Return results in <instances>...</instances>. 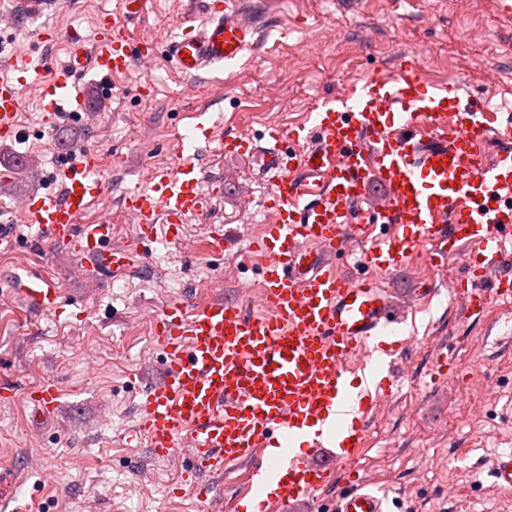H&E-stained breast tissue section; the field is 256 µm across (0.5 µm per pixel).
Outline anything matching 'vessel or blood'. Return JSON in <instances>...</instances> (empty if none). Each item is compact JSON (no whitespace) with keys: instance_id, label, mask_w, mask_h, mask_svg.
<instances>
[{"instance_id":"1","label":"vessel or blood","mask_w":512,"mask_h":512,"mask_svg":"<svg viewBox=\"0 0 512 512\" xmlns=\"http://www.w3.org/2000/svg\"><path fill=\"white\" fill-rule=\"evenodd\" d=\"M144 0H123L100 16L93 44L69 40L61 70L47 82L43 109L64 117L88 111L77 94L79 75L109 79L134 62H149L151 44L133 40L128 24ZM260 29L245 0L206 6L200 24L188 25L166 45L183 75L236 65L253 49ZM41 63H0V138L16 139L22 90ZM490 98H473L462 83L434 87L414 69L398 68L350 88L341 105L327 104L312 127L269 134L263 166L271 184V219L251 248L264 263L258 291L247 302L177 299L155 322L152 345L163 360L162 384L143 393L137 430L155 458L190 449L192 473L220 475L225 465L247 466L275 490L259 504L273 505L319 490L325 467L315 449L334 448L335 463H351L367 437L365 416L389 396L385 387L349 391L346 380L372 353L392 357L400 340L384 335L399 316L378 276L401 264L412 249L429 246L431 264L462 257L465 287L454 298L464 312L482 313L490 297L512 299V122L491 126ZM95 154L65 168L60 191L25 198V221L37 245L47 239L71 246L82 258L76 272L127 274L140 243L158 225L177 234L202 213L212 184L191 158L153 170L149 189L128 193L133 244L112 246V221L83 222L102 185ZM303 171L304 180L294 177ZM386 188L384 203L363 207L371 179ZM374 235L372 247L350 254L354 274H337L333 261L346 244ZM14 293L26 308L54 313L63 292L48 276L22 271ZM60 392L44 384L31 398L35 416L55 410ZM336 431H320L331 415ZM351 415L344 423L343 415ZM310 447L299 448L306 428ZM495 488L512 491V449L495 455ZM333 512H387V495L364 478L336 498Z\"/></svg>"}]
</instances>
